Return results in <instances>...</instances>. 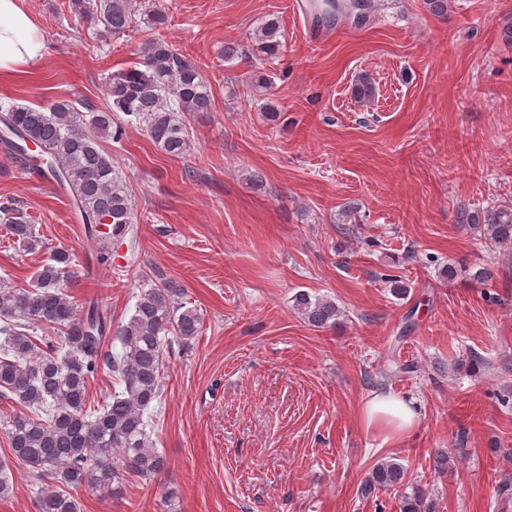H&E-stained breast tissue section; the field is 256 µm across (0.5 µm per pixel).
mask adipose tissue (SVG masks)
Instances as JSON below:
<instances>
[{
	"label": "adipose tissue",
	"mask_w": 512,
	"mask_h": 512,
	"mask_svg": "<svg viewBox=\"0 0 512 512\" xmlns=\"http://www.w3.org/2000/svg\"><path fill=\"white\" fill-rule=\"evenodd\" d=\"M44 55L45 46L21 0H0V76L12 79L27 74L42 63ZM363 412L367 425L383 427L398 435L420 422L415 400L388 393L373 394Z\"/></svg>",
	"instance_id": "1"
}]
</instances>
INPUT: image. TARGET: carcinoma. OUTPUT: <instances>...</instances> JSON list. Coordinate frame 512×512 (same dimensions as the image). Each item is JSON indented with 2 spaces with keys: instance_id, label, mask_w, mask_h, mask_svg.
Returning <instances> with one entry per match:
<instances>
[{
  "instance_id": "obj_1",
  "label": "carcinoma",
  "mask_w": 512,
  "mask_h": 512,
  "mask_svg": "<svg viewBox=\"0 0 512 512\" xmlns=\"http://www.w3.org/2000/svg\"><path fill=\"white\" fill-rule=\"evenodd\" d=\"M69 7L79 18L102 26V36L125 32L140 8L153 29L167 23L164 10L142 0H70ZM281 48L279 21L269 18L249 45L225 43L224 60L251 55L258 61L251 83L268 90L272 80L263 64ZM140 54V66L107 79L105 104L87 107L88 120L68 99L46 107L12 106L0 113V146L9 156L34 162L67 191L77 219L98 238L102 261L112 242L129 232L133 205L112 156L88 127L99 132L112 128L117 139L129 117L145 124L162 151L181 157L190 150L183 116L211 106L209 86L197 67L162 37L146 41ZM352 93L360 102L373 99L372 79L357 76ZM459 222L472 225L495 250L512 246V206L476 213L463 209ZM7 231L27 249L39 245L33 225L22 217L11 218ZM72 262L69 250L56 249L28 286L0 287V397L21 407L7 421L5 435L13 457L44 486L39 512H79L72 489H99L122 475L147 479L164 472L166 458L154 448L147 428L161 405L172 345L186 346L202 324L198 309L179 301L181 289L160 279L117 330L122 352L114 354L104 349L112 323L99 302L79 304L62 289ZM293 309L318 329L336 325L341 315L334 301L304 290L293 296ZM105 369L119 381L120 390L95 406L88 382ZM388 488L400 492V512H438L426 488L396 459L375 464L358 492L368 497Z\"/></svg>"
}]
</instances>
